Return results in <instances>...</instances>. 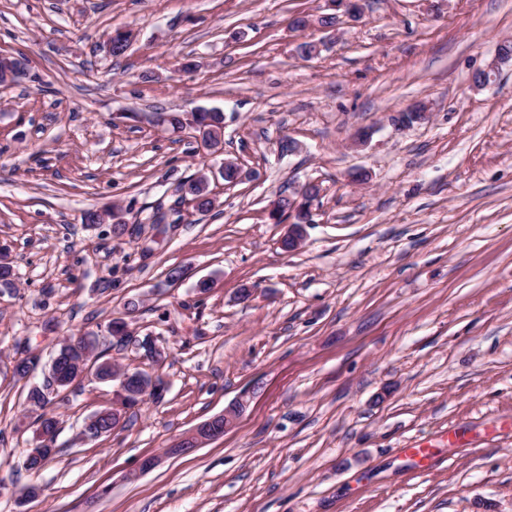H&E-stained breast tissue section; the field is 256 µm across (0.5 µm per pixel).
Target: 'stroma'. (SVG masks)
Segmentation results:
<instances>
[{"mask_svg":"<svg viewBox=\"0 0 512 512\" xmlns=\"http://www.w3.org/2000/svg\"><path fill=\"white\" fill-rule=\"evenodd\" d=\"M325 4L0 0V56L26 59L0 85L16 273L0 293V512H512V63L472 82L512 40V0H368L338 33L317 22ZM298 16L311 25L291 29ZM117 29L133 33L119 57L104 49ZM417 104L427 119L400 125ZM198 107L224 113L220 158L155 121ZM221 158L249 179H212L210 212L179 203ZM307 182L312 222L287 252L269 203ZM112 204L123 236L83 222ZM131 300L135 336L168 349V391L83 443L113 387L75 386L52 407L55 454L26 470L25 396L43 375L18 379L15 359L47 365L94 332L105 357L144 368L103 337ZM247 389L223 438L165 456Z\"/></svg>","mask_w":512,"mask_h":512,"instance_id":"stroma-1","label":"stroma"}]
</instances>
